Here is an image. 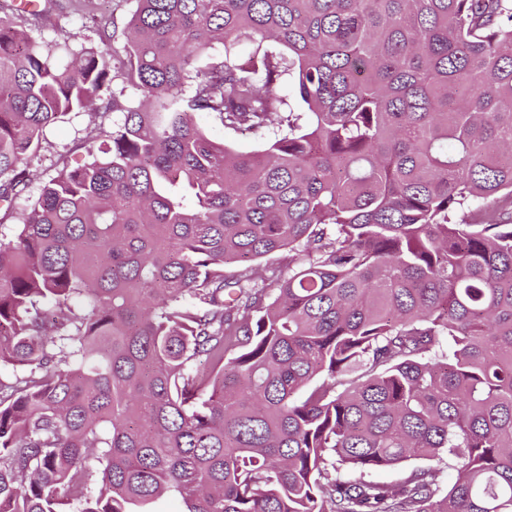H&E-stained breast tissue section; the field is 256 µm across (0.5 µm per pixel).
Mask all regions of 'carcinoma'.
I'll list each match as a JSON object with an SVG mask.
<instances>
[{"instance_id": "carcinoma-1", "label": "carcinoma", "mask_w": 512, "mask_h": 512, "mask_svg": "<svg viewBox=\"0 0 512 512\" xmlns=\"http://www.w3.org/2000/svg\"><path fill=\"white\" fill-rule=\"evenodd\" d=\"M132 2L0 20L6 210L117 115L0 233V512H512V0ZM19 1L0 0V18L23 25L36 41L53 40L61 46L73 42L75 33L79 43L96 45L99 28L112 33L114 22L121 29L133 9L129 0H35L39 12L20 19L15 10ZM92 118L87 112L71 113L62 122L49 127L45 132L46 142L39 155L30 165L32 180L25 190L15 200L16 210H22L28 202L35 198L42 182L55 176L56 170L64 163L74 164L81 162L85 157V150L80 148L90 127H94ZM198 122L212 139L218 142L224 141L240 151H250L259 146L256 137L252 134L228 133L224 131V126L220 121L212 116H200ZM432 464L428 460L414 459L400 465L377 469V470H366L362 473L357 471L352 475H346L351 478H361L365 481L384 482L388 484H398L404 480V478L415 468L423 467Z\"/></svg>"}]
</instances>
